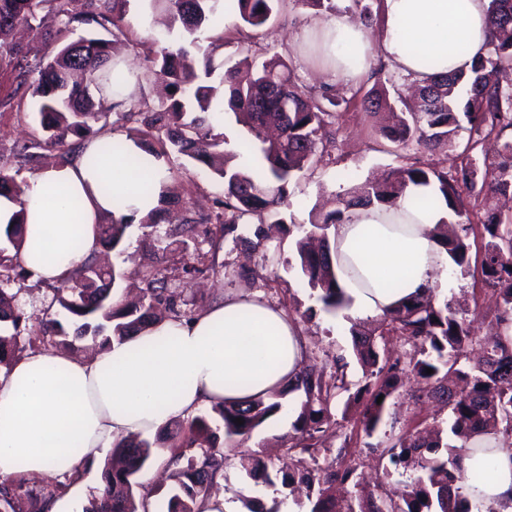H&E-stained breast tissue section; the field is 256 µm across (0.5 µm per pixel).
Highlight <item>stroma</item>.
Wrapping results in <instances>:
<instances>
[{"label":"stroma","mask_w":512,"mask_h":512,"mask_svg":"<svg viewBox=\"0 0 512 512\" xmlns=\"http://www.w3.org/2000/svg\"><path fill=\"white\" fill-rule=\"evenodd\" d=\"M131 22L126 31L120 58L134 73H141L146 65V48L154 35L163 34V27L147 30L137 13H129ZM323 16L287 0L279 19L262 28L249 31V41L258 59L280 55L292 69L298 81L316 90L323 85L333 86L337 96L349 100L348 110L340 112L335 123V133L323 148L322 158L310 170L300 173L288 186L289 206L283 213L286 228L264 240L262 246L250 255H243L232 239H223L217 261V274H205L209 288L206 295H199L192 281L182 272L184 260L181 253H162L158 243L142 237L138 228H131L126 240L125 271H132L142 264L161 263L172 283L180 285L184 297L192 303H214L225 293L245 290L259 294L271 305L294 317L320 361L326 365L327 376H334L333 363L337 356H344L346 380L350 388L363 385L362 369L352 351L349 332L352 320L342 314L322 311L320 304L307 284L301 279L295 261V227L309 224L319 213L334 209V196L347 190L367 177L382 171L411 164H438L454 168L464 159L463 150L472 134L469 129L459 130L448 152L431 153L417 144L400 149L383 138L379 131L380 117L363 112L359 107L364 95L379 83L394 76V68L385 60L380 50L381 14H373L365 31L374 56L373 73L354 82L334 80L325 65L317 58L309 42L308 31L323 23ZM38 127L33 120L29 96L17 89L16 73L12 67L0 68V153L8 152L14 141L36 134ZM476 140V139H473ZM474 156L480 160L495 161L500 143L495 137H480ZM172 192L180 200L200 210H209L215 199L223 198L221 182L198 175L193 164L176 167L170 180ZM471 263L466 275L449 274L448 288L439 292V300L459 299L465 302L469 317L477 330H484L491 321L494 303L481 274L484 250L482 235L470 238ZM315 309V316H308V309ZM358 409H351L344 423L342 436L328 438L327 447L347 445L348 458L362 465L367 479L375 477V459L365 445L360 431ZM384 420L392 425L396 434L410 433L437 423L446 424L448 410L437 402L416 399L411 390H403L397 406L387 407ZM350 435V443H343V435ZM214 494L229 497L237 512H247L244 497L256 498L263 512H309L304 492L290 491L282 481L266 485L250 480L239 464H231L222 483L213 488Z\"/></svg>","instance_id":"35a3bbf8"}]
</instances>
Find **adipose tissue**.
<instances>
[{
    "label": "adipose tissue",
    "instance_id": "1",
    "mask_svg": "<svg viewBox=\"0 0 512 512\" xmlns=\"http://www.w3.org/2000/svg\"><path fill=\"white\" fill-rule=\"evenodd\" d=\"M488 0H385L383 52L404 75L469 72L488 40ZM336 78L353 81L372 63L364 30L347 19L314 32ZM126 143V157L100 155L50 166L27 181L28 233L19 262L34 279L57 283L97 254V224L124 197L135 218L160 205L168 182L164 160ZM149 193L134 190L137 180ZM111 193H103L101 183ZM0 198V224L15 214ZM448 210L357 208L330 231L340 289L355 316L382 315L401 299L446 288L440 271L447 253L432 235ZM298 323L259 297L229 292L191 321L163 320L108 350L75 357L42 351L0 370V481L25 474L67 476L65 492L42 512H83L89 490L79 480L88 460L132 434L152 436L168 423L219 401H242L287 388L303 360ZM470 447L487 449V477L467 497L485 512H512V440L478 435Z\"/></svg>",
    "mask_w": 512,
    "mask_h": 512
}]
</instances>
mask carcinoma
Here are the masks:
<instances>
[{
  "label": "carcinoma",
  "mask_w": 512,
  "mask_h": 512,
  "mask_svg": "<svg viewBox=\"0 0 512 512\" xmlns=\"http://www.w3.org/2000/svg\"><path fill=\"white\" fill-rule=\"evenodd\" d=\"M139 15L147 18L161 10L171 17V29L156 39L160 48L151 63L171 79L173 95L150 104L131 97L112 101L113 89L124 82L118 61L111 55L112 42L99 36L64 39L73 24L90 30L102 29L116 38L125 33L131 0H0V63L18 67L17 78L27 86L41 137L16 143L9 157L0 156V197L23 204L26 182L20 171L37 166L41 151L54 148L59 163L74 162L87 140L103 133L95 124L115 113L131 124L127 137L171 161L187 157L207 176L224 184V200L210 212L189 209L178 236L210 245L207 252L185 262L189 278L216 270L218 243L213 227L242 250L255 251L264 240L263 228L251 230L246 217L283 223L288 207V184L317 158L318 144L335 124L340 103L332 87L311 91L299 84L288 63L279 56L256 65L246 59L231 62L217 59L226 45V35L241 27L259 28L278 13L282 0H137ZM56 15L60 28L55 33L38 30L42 12ZM235 21L224 27V14ZM35 30L26 45L12 43L6 36L18 25ZM489 39L486 54L478 59L466 77L434 76L409 84H394L366 94L360 106L366 112L390 111L392 122L383 136L400 148L415 141L431 152L448 151L465 119L476 133L501 137L512 131V86L504 88L495 78L501 69H512V0H489ZM227 108L249 133L244 148L236 153L224 150V133L212 122L217 106ZM482 176L481 190L512 193V140L502 145V160L485 165L479 172L470 162L448 174L431 165H409L377 182L354 186L337 200L339 207L311 221L310 229L296 243L297 265L325 312H339L345 298L337 285L332 265L329 232L344 213L357 206L392 207L410 199L416 208L445 204L451 215L437 225V241L448 253L453 271L465 274L469 268L470 233L473 224L465 219L460 185L475 184ZM411 187L430 192L408 196ZM488 236L484 244L481 271L484 283L498 299L499 326L512 322V217L502 218L489 210L482 224ZM131 229L126 217H111L99 225L101 244L123 254L121 246ZM26 232L24 213L19 211L5 226L8 246L0 248V365L26 350L21 344L27 321L19 306L14 286L30 277L9 249L19 250ZM143 284L135 304H124L113 288L121 273L87 258L67 281L48 284L52 299L47 309L59 306L69 317L73 332L58 319L45 317L39 336L74 335L89 339L104 349L156 320L162 307L168 319L194 316L185 300H178L157 266L137 271ZM466 311L435 298H406L375 322L354 324L353 350L360 363L365 384L357 391L364 398L362 430L371 437L383 422L389 400L398 393L402 378L414 380L422 395L440 400L450 411L449 431L453 442L441 436H399L384 434L376 445L378 465L386 475L412 471L413 477L396 495L378 498L360 496L336 499L329 494L336 482L360 485L358 464L345 461V447L328 455L320 434L336 432L339 425L332 414L336 399L349 391L345 380L347 363L336 358V376L327 380L316 364L306 362L294 376L289 390H303L305 400L294 422V434L285 438L286 451L297 458V475L308 487L316 488L309 512H482L479 501L463 497V489L483 482L485 471L464 467L466 443L476 431L512 438V342L500 335L482 338L466 322ZM377 336H395L410 350L394 359L380 355ZM433 373H426V369ZM382 402H377L378 397ZM278 395L211 406L223 425L218 435L200 414L186 423L180 442L169 446V463L186 460L180 469L183 481L166 512H204L206 500L217 476L230 465L236 451L267 419L281 408ZM240 418V425L235 419ZM155 443L127 440L115 445L120 465H108L103 472V490L85 512H138L133 487L136 475L153 456ZM195 452L185 456L184 449ZM242 468L253 479L272 482L269 465L256 451L239 452ZM46 500L43 490L29 488L22 481L0 482V512H38Z\"/></svg>",
  "instance_id": "cac0c4a2"
}]
</instances>
